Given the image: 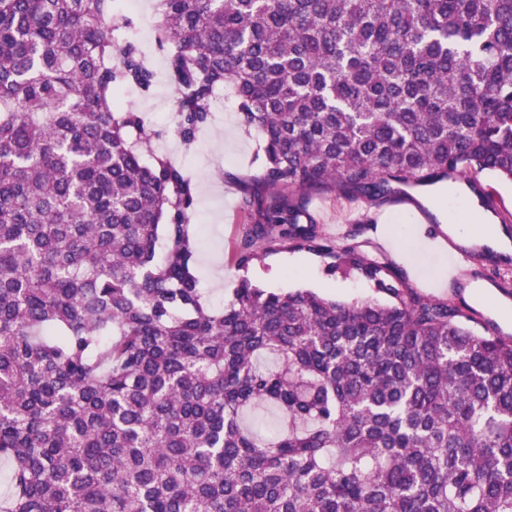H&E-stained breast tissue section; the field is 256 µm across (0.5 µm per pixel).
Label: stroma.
Listing matches in <instances>:
<instances>
[{"label": "stroma", "instance_id": "stroma-1", "mask_svg": "<svg viewBox=\"0 0 512 512\" xmlns=\"http://www.w3.org/2000/svg\"><path fill=\"white\" fill-rule=\"evenodd\" d=\"M144 10L132 14V26L125 37L138 40L155 72L150 91L134 85L126 86L123 101L140 112L145 124L168 143V157L181 165L197 185L195 222L202 231L203 245L198 254V275L207 298L213 306H221L231 297L239 272L232 260L239 227L244 220L242 201L244 187L259 176L263 153L261 140L241 123L232 88L224 90V109L214 113L207 128L200 132L192 146H184L167 111L166 102L175 93L168 79L165 60L154 37H143L155 22L153 0H143ZM365 208L364 202H351L338 193L328 191L313 195L312 209L322 232L345 237L351 233ZM374 221L366 225L358 240L365 251L383 262L398 267L407 283L421 294L450 301L464 313L473 316L479 329L502 332L512 337V326L502 327L496 304L508 295L493 288L472 294L465 288H444L439 281L448 275V258L423 249L418 235H409L405 226L414 221V210L396 213L389 205L374 208ZM403 237V254H395L386 242L394 235ZM251 281L259 287L288 291L311 289L342 302L373 298L374 292L358 280L327 278L322 265L304 252L278 251L267 254L263 262L248 271Z\"/></svg>", "mask_w": 512, "mask_h": 512}]
</instances>
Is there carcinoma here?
<instances>
[{
    "instance_id": "obj_1",
    "label": "carcinoma",
    "mask_w": 512,
    "mask_h": 512,
    "mask_svg": "<svg viewBox=\"0 0 512 512\" xmlns=\"http://www.w3.org/2000/svg\"><path fill=\"white\" fill-rule=\"evenodd\" d=\"M129 25L0 0V512H512V340L309 210L512 182V0H159L181 142L224 86L263 142L235 266L305 252L353 303H209L196 185L119 97L154 81ZM365 206L362 201L350 202L338 193L328 191L313 195L311 208L322 232L342 240L354 229Z\"/></svg>"
}]
</instances>
